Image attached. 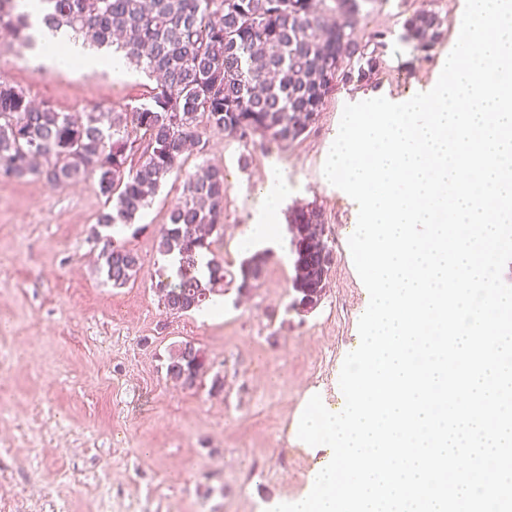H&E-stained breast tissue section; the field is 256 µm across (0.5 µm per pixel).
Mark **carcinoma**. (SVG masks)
<instances>
[{"mask_svg":"<svg viewBox=\"0 0 512 512\" xmlns=\"http://www.w3.org/2000/svg\"><path fill=\"white\" fill-rule=\"evenodd\" d=\"M0 0V30L31 48L38 47L41 23L68 38L98 48L120 42L126 58L157 79L145 102L128 112H60L35 103L27 92L0 78V176H42L54 185L87 177L112 210L101 214L105 228L130 226L149 206L169 175L181 170L188 148L202 152L205 127L236 140L260 136L274 142L300 138L312 115L321 112L336 82L363 87L385 65L378 48L382 33L361 42L354 20L368 0ZM338 15L329 25L327 12ZM406 38L428 54L446 36L434 12L415 11L405 18ZM355 58L354 67L326 76L336 53ZM146 141L140 161L131 164L134 144ZM227 187L221 168L206 165L189 176L182 198L159 228V251L175 254V278L161 280L159 301L172 315L200 310L224 283L237 291L260 280L269 253L243 260L237 273L224 270L211 237L224 235ZM298 234L323 223L322 211L306 205L290 212ZM211 255L206 278L197 275L198 257ZM102 269L112 287L122 288L141 268L137 251L105 237ZM325 260L305 256L301 275H293L289 309L308 313L325 291ZM209 370L205 352L190 342L168 351L166 374L184 388L201 383Z\"/></svg>","mask_w":512,"mask_h":512,"instance_id":"cac0c4a2","label":"carcinoma"}]
</instances>
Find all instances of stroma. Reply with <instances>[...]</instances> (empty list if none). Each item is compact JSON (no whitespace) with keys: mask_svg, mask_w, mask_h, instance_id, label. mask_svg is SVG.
<instances>
[{"mask_svg":"<svg viewBox=\"0 0 512 512\" xmlns=\"http://www.w3.org/2000/svg\"><path fill=\"white\" fill-rule=\"evenodd\" d=\"M464 7L371 0L362 30L382 33L385 69L371 85L338 86L297 140L241 142L203 129L204 153L186 159L132 227L113 230L142 258L125 287H113L101 269L94 230L105 206L95 179L58 187L0 178V512H267L308 491L328 452L305 446L296 421L316 394L329 411L342 410L339 374L369 301L347 254L357 205L322 182L321 166L357 96L401 103L435 86ZM420 9L438 13L448 30L428 56L404 37L405 17ZM36 59L0 36V76L61 112L134 107L156 85L131 64L116 74L40 67ZM205 164L224 171V235L213 249L230 271L257 250L246 235L265 170L287 180L288 207L321 208L335 265L313 311L289 308L294 269L283 216L282 247L249 296L231 284L219 316L166 313L156 292L165 263L158 229L186 178ZM181 342L206 352L223 392L167 377V351Z\"/></svg>","mask_w":512,"mask_h":512,"instance_id":"obj_1","label":"stroma"}]
</instances>
